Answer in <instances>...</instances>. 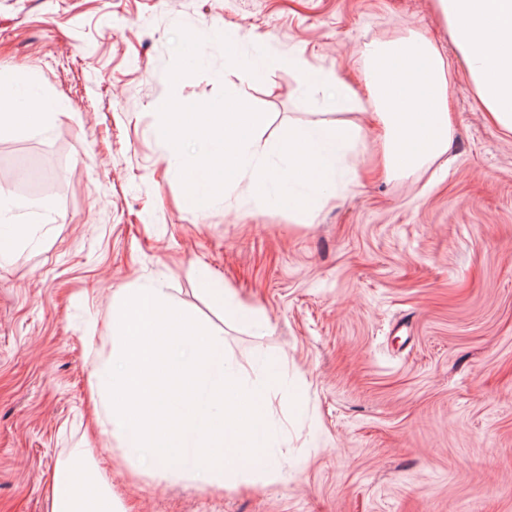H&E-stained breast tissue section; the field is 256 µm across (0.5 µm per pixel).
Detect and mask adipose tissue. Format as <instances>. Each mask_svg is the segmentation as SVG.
<instances>
[{"mask_svg":"<svg viewBox=\"0 0 512 512\" xmlns=\"http://www.w3.org/2000/svg\"><path fill=\"white\" fill-rule=\"evenodd\" d=\"M478 97L503 132L512 137V0H435ZM386 127L382 143L387 171L407 174L444 155L450 141L448 79L437 49L409 37L361 51ZM292 65L315 92L340 108L358 103L357 91L334 74ZM48 512H115L111 482L90 469L83 449L58 467Z\"/></svg>","mask_w":512,"mask_h":512,"instance_id":"obj_1","label":"adipose tissue"}]
</instances>
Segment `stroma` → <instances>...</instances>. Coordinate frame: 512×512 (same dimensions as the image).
I'll return each instance as SVG.
<instances>
[{"label":"stroma","instance_id":"obj_1","mask_svg":"<svg viewBox=\"0 0 512 512\" xmlns=\"http://www.w3.org/2000/svg\"><path fill=\"white\" fill-rule=\"evenodd\" d=\"M204 37L201 72L169 83L177 27ZM350 82L362 143L330 198L305 214L231 181L192 205L168 162L159 110L244 90L264 135L336 120L272 65L250 86L253 46ZM417 35L449 71L447 165L407 177L382 164L383 127L355 52ZM0 153L57 154L63 194L0 196L22 238L0 258V512H47L72 449L124 512H512V139L481 106L432 0H0ZM48 125L3 120L28 93ZM207 271L259 308L258 331L211 305ZM151 283L224 338L249 376L275 370L276 471L221 489L132 474L95 426L93 370L109 355L112 296Z\"/></svg>","mask_w":512,"mask_h":512}]
</instances>
